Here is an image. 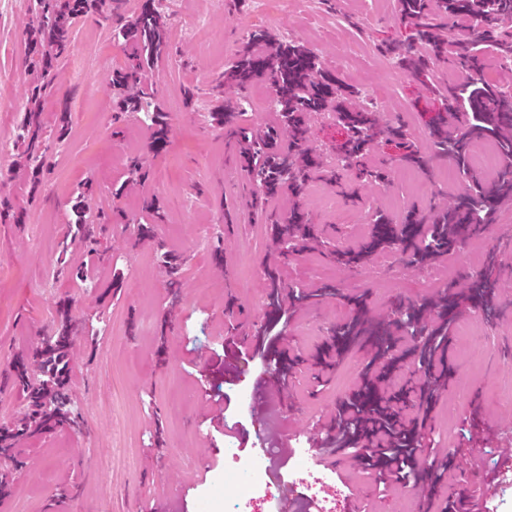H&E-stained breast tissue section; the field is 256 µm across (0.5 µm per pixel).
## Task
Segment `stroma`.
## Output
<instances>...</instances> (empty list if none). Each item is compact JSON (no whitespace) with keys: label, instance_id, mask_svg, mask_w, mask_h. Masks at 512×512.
Wrapping results in <instances>:
<instances>
[{"label":"stroma","instance_id":"obj_1","mask_svg":"<svg viewBox=\"0 0 512 512\" xmlns=\"http://www.w3.org/2000/svg\"><path fill=\"white\" fill-rule=\"evenodd\" d=\"M162 13L171 55L153 71V103L170 134L146 163L154 174L148 192L168 213L155 232L188 259L175 295L152 246L131 244L134 229L125 217L145 221L144 194L125 197V216L111 213L112 188L124 179L123 165L112 157H129L148 137L139 119L113 109L107 79L127 62L124 42L108 21L76 23L71 53L43 102L48 130L64 120L67 134L61 142L49 139L48 171L28 193L17 136L27 108L30 77L21 58L33 0H0V141L9 151L0 163V199L16 196L25 207L24 223H0V371L32 350L57 309L70 305L78 324L70 386L85 422L82 432L58 430L29 441L0 512H166L176 493L179 512H235V494L224 489L225 447L247 457L259 438L319 441L338 403L362 388L361 373L377 348L350 351L358 373L346 385L341 367L322 371L294 363V356L313 352L334 327L349 322L352 299L362 300L369 321L388 329L399 306L422 307L431 330L442 320L446 295L455 299L456 319L471 321L472 334L465 346L448 347L454 374L436 392L426 429L433 445L422 450V461L496 475L489 512H512V470L503 462L512 444V200L463 248L428 265L403 259L391 268L380 250L353 268L313 250L280 258L237 164L236 138L209 121L221 104L214 87L225 65L258 30L306 44L338 83L361 89L359 106L377 112L381 122L403 124L418 145L427 143L442 114L441 91L462 82V75L445 59L433 61L426 80L395 67L384 46L406 42L411 33L398 0H273L264 15L251 0L240 6L234 0H163ZM198 18L206 25L201 36L190 31ZM345 43L354 47L352 71L337 62ZM399 152L386 139L370 150L365 163L387 169L383 183L355 169L337 185L311 181L299 207L330 247L357 248L371 211L384 209L400 225L408 213L432 216L458 195L459 184L439 178L455 167L454 159L437 155L426 167L409 169L397 164ZM81 204L112 216L102 227L103 256L78 255L91 265L86 283L56 269V247ZM202 225L212 234L201 246ZM218 245L224 248L220 267L212 260ZM492 252L499 265L490 324L472 307L469 283ZM268 266L287 289L307 298L285 301L288 326L277 353L261 364L240 363L234 341H266L272 324ZM261 375L267 378L265 405L253 397ZM335 477L368 495L372 512H419L423 485L377 492L346 457Z\"/></svg>","mask_w":512,"mask_h":512}]
</instances>
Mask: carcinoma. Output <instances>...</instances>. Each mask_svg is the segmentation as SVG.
<instances>
[{
    "label": "carcinoma",
    "mask_w": 512,
    "mask_h": 512,
    "mask_svg": "<svg viewBox=\"0 0 512 512\" xmlns=\"http://www.w3.org/2000/svg\"><path fill=\"white\" fill-rule=\"evenodd\" d=\"M33 2L36 20L30 30L28 53L22 60V67L39 74L40 81L30 87L28 108L18 139L25 164L35 179L43 170L48 151V137L42 122V101L59 76L61 61L70 51L72 22L99 13L103 0ZM123 4L124 0H111L108 18L119 25V34L135 45L139 62L113 71L108 85L111 90L119 92L130 86L138 88L135 96L121 94L116 101V109L121 113H140L153 90V85L144 82L146 73L167 53L165 23L156 0H144L140 12L129 19L122 12ZM401 10L413 20L412 44L406 48L388 46L386 52L401 69L412 74H427L432 59L448 54V41L442 37V26L437 23L440 18L473 16L479 19L480 26L470 32V42L484 43L508 57L512 56V39L503 37L501 31L504 24L512 21V0H401ZM415 44L426 45L429 54H416L413 51ZM456 62L465 75V82L478 84L466 102L470 111L479 114V121L467 122L454 138L448 137L445 124L433 126L427 148L421 150L406 145V153L400 162L422 167L426 165L429 151H445L455 157L465 179L471 146L475 142L492 140L502 158L512 161V93L483 78L479 55L463 50L457 55ZM260 78L267 80L271 88L278 126L255 135L243 129L238 131L240 166L251 186L252 195L258 200L283 195L298 199L305 194L313 174L324 168L322 156L308 143L307 124L312 113H334L336 120L350 133L343 150L345 164L331 170L332 178L344 168L363 165L372 143L380 138L407 141L403 127L383 126L375 113L352 105L354 92L338 84L324 69L321 58L298 42H274L260 31L252 36L251 42L224 71V83L239 89ZM242 110L243 98L227 97L223 109L210 113L211 124L220 128L229 126ZM144 123L151 129L148 150L162 149L168 142V124L158 112L152 113ZM127 175L133 184L145 180L148 177L145 158H133ZM511 196L512 181L500 176L475 194L468 188L464 189L436 219L441 228L431 241L433 250L460 248L478 231V225L470 220L474 203H480L486 212L493 214L502 199ZM389 225L387 213L376 211L359 249L340 252L337 260L353 266L365 255L382 247L396 254H409L417 264L430 258V253L419 244V238L427 233L420 218L415 215L406 218L405 226L411 228L409 232L388 233L385 227ZM94 226L92 213L81 210L73 232L61 242L60 270H71L67 255L75 243L89 246L96 243ZM272 231L277 243L289 254L301 252L318 240L314 225L307 223L298 208L292 209L284 221L275 222ZM157 249L168 267V287L175 292L180 288L177 258L166 251L161 242L157 243ZM396 325L400 330L407 329L412 338L422 334L421 312L410 309L396 321ZM376 333L377 327L369 323L361 311L351 323L336 328L338 336H374ZM76 337V327L68 310L64 309L50 333L29 354L17 358L0 382L5 387L21 388L25 395V409L21 416L0 424V497L11 491L20 465L17 447L22 440L51 429L80 427L81 421L69 389L71 355Z\"/></svg>",
    "instance_id": "1"
}]
</instances>
